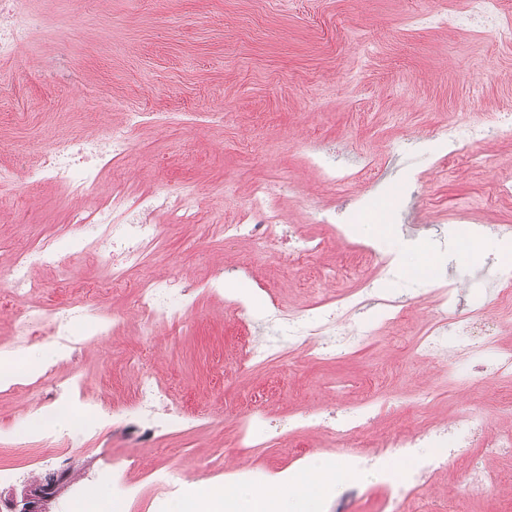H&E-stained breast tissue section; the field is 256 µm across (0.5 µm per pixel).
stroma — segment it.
<instances>
[{"instance_id": "stroma-1", "label": "stroma", "mask_w": 512, "mask_h": 512, "mask_svg": "<svg viewBox=\"0 0 512 512\" xmlns=\"http://www.w3.org/2000/svg\"><path fill=\"white\" fill-rule=\"evenodd\" d=\"M448 0H32L47 20L30 42L27 57L0 62V158L23 171L37 163L56 134L97 135L133 111L184 112L185 123L141 126L131 158L112 171L149 190L196 193L200 215L190 224H164L165 252L155 275L178 270L195 283L187 324L140 333V316L129 293L92 298L101 313L119 314V335L91 341L73 359L83 394L120 415L82 445L58 449L46 460L39 435L26 447L0 443V483L9 496L23 482L68 470L71 486L57 512H75V491L135 486L123 512H164L174 494H156L154 472L179 471L190 483H224L226 470L248 462L275 478L300 465L289 449L234 447L229 434L252 399L268 396L267 410L280 431L298 415L331 420L361 399L382 406L392 430L418 424L415 400L433 396V418L445 424L464 408L481 411L487 435L512 429V385L495 378H465L472 362L460 353L417 357L415 345L439 319L438 293L451 278L471 282L466 305L512 320L488 291L502 263L495 241L512 238V213L486 208L498 184L512 182V131L498 141H474L449 168L437 165L440 130L461 117L479 120L512 105V23L470 36L454 27L413 23L414 15L444 10ZM331 151L350 180L320 183L305 159ZM257 181L283 182L287 223L321 235L316 210L335 205L337 220L356 206L365 218L389 207L385 236L366 226L344 230L305 267L289 268L287 246L262 254L250 243L228 242L214 224L235 223ZM10 209L0 213V279L13 250L73 234L70 206L59 187L28 186L16 179L7 190ZM393 254L398 275L378 284L380 298L409 299V321L382 324L379 307L356 313L370 329L327 362L308 360L303 348L284 349L278 362L255 366L248 348L257 330L242 326L224 303L250 289L255 315L270 304L316 314L373 277L371 263L353 266L368 247ZM426 249L442 263L431 278L408 267ZM223 267L226 286L206 282ZM40 293L12 300L0 310V350L13 340L16 312L66 299L54 270H40ZM155 351L154 370L175 390L196 419L194 430L149 436L134 421L138 371L133 357ZM61 369H43L34 382L0 389V436L28 425L30 411L63 391ZM481 448H449L448 472L435 480L431 499L451 498L456 512H512V456H493L501 473L497 492L476 495L472 461ZM385 484L369 475L346 482L339 501L348 512H378Z\"/></svg>"}]
</instances>
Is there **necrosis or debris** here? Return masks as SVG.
<instances>
[{"instance_id":"4bbe7bcc","label":"necrosis or debris","mask_w":512,"mask_h":512,"mask_svg":"<svg viewBox=\"0 0 512 512\" xmlns=\"http://www.w3.org/2000/svg\"><path fill=\"white\" fill-rule=\"evenodd\" d=\"M501 19L500 0H448V11L427 16L426 24L452 25L475 34L498 24ZM36 17L30 0H0V59L15 60L22 56L29 42V33ZM145 115L130 112L123 123L108 126L92 140H55L42 152L36 166L28 168L24 178L32 184H55L71 200L70 221L80 232L72 251H64L53 240H46L32 248L14 253L8 266L14 294L41 291L42 285L32 276L34 269L55 267L69 269L75 257L91 255L98 267L106 271L104 282L77 285L71 299L61 307L32 306L19 313L16 320L18 341L26 344L42 333L52 335L65 359L71 360L83 340L76 334L78 324L91 323L96 327L97 339L116 333L122 325L120 316L108 317L86 304L87 295L107 289L126 287L129 275L145 266L152 251L162 243V227L158 214H166L170 223L194 222L198 211L189 196H174L164 190L141 191L120 182H106L105 174L125 161L131 152V135L143 125ZM512 125V111L497 109L490 117L475 122L460 119L449 124L443 139L448 144L449 158H458L464 146L472 141L497 140L500 131ZM281 186L258 181L250 188L248 205L235 224H219L215 230L225 239H249L257 252H265L282 242L286 233L284 215L278 205ZM138 311L147 332L160 326L186 323L193 302L194 286L182 281L177 273L144 279L136 288ZM457 293L445 291L443 303L453 304L452 316L441 317L433 331L419 337L420 356L432 357L437 352L463 347L468 355L479 360L481 372L499 379L512 381V349L500 346L498 337L504 327L502 321L490 320L477 309L457 306ZM334 315L324 312L312 320L306 315L287 313L273 308L268 323L277 325L301 346L308 356L328 360L335 348L318 340L332 325ZM135 395L139 420L161 435H170L191 428V420L170 401L161 380L149 369L139 373ZM448 440L445 427L434 425L426 429L382 439L379 449L370 456L350 458L349 475L364 476L368 468L378 474H387L384 462L388 455H409L417 448H441ZM441 459L422 462L419 469L404 478L391 480L390 512H404L410 502L428 500V479L441 469Z\"/></svg>"}]
</instances>
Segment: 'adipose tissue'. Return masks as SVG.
Listing matches in <instances>:
<instances>
[{"label": "adipose tissue", "mask_w": 512, "mask_h": 512, "mask_svg": "<svg viewBox=\"0 0 512 512\" xmlns=\"http://www.w3.org/2000/svg\"><path fill=\"white\" fill-rule=\"evenodd\" d=\"M59 357V352L52 348L38 349L20 360L14 354L0 352V387L17 383L25 375H37ZM344 476V471L314 459L266 491L252 492L233 484L214 487L208 497L175 501L170 512H205L206 507L220 508L228 500L245 504L246 512H321L322 489Z\"/></svg>", "instance_id": "obj_1"}]
</instances>
